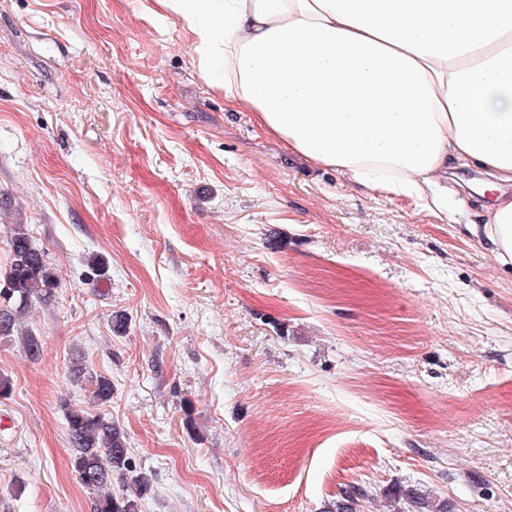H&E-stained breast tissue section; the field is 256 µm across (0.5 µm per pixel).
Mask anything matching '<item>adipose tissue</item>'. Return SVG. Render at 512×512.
Here are the masks:
<instances>
[{
	"label": "adipose tissue",
	"mask_w": 512,
	"mask_h": 512,
	"mask_svg": "<svg viewBox=\"0 0 512 512\" xmlns=\"http://www.w3.org/2000/svg\"><path fill=\"white\" fill-rule=\"evenodd\" d=\"M200 77L310 163L440 210L456 160L497 196L482 232L512 265V0H156Z\"/></svg>",
	"instance_id": "adipose-tissue-1"
}]
</instances>
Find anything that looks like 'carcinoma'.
Listing matches in <instances>:
<instances>
[{
  "label": "carcinoma",
  "mask_w": 512,
  "mask_h": 512,
  "mask_svg": "<svg viewBox=\"0 0 512 512\" xmlns=\"http://www.w3.org/2000/svg\"><path fill=\"white\" fill-rule=\"evenodd\" d=\"M10 265L3 282L9 299L0 298V340L17 343L31 358L40 354V339L21 320L34 301L50 302L59 288L58 277L45 260L24 225L16 224L9 239ZM70 376L76 383L92 388L94 400L103 405L112 400V381L86 371L74 363ZM71 446L70 464L77 480L91 495L93 512H140V501L148 493L150 480L138 474L123 484L122 492H112V477L126 475L131 461L124 434L100 413L72 409L67 415Z\"/></svg>",
  "instance_id": "carcinoma-1"
}]
</instances>
